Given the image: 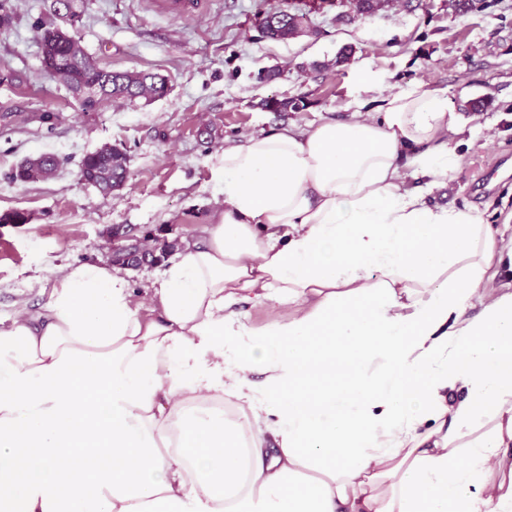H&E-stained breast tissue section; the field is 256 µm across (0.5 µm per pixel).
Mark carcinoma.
<instances>
[{
  "mask_svg": "<svg viewBox=\"0 0 512 512\" xmlns=\"http://www.w3.org/2000/svg\"><path fill=\"white\" fill-rule=\"evenodd\" d=\"M305 19L306 15L285 5L262 14L261 31L269 39L285 40L292 37L295 26L303 23ZM39 37L42 44V63L52 80L66 85L74 92L84 86L98 85L82 101L85 112L94 108L93 97L97 95L104 96L115 104H122L135 99L151 102L167 92L163 80L150 73L106 70L100 74L94 71L97 64L74 37L60 39L42 28L39 29ZM265 106L274 112L299 111L305 109L306 102L302 98L289 101L271 99L266 101ZM126 161L127 155L118 148H103L85 155L81 160V168L93 187L103 194H109L125 183ZM49 164L57 169L60 161L56 156L48 154L26 159L15 169L12 178L16 181L22 176L28 183L42 181L43 167Z\"/></svg>",
  "mask_w": 512,
  "mask_h": 512,
  "instance_id": "obj_1",
  "label": "carcinoma"
}]
</instances>
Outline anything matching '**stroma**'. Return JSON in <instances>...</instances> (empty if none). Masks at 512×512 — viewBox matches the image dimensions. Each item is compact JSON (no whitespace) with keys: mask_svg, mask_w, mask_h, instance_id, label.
I'll use <instances>...</instances> for the list:
<instances>
[{"mask_svg":"<svg viewBox=\"0 0 512 512\" xmlns=\"http://www.w3.org/2000/svg\"><path fill=\"white\" fill-rule=\"evenodd\" d=\"M153 0H75L74 29L85 50L110 71H146L167 81L163 98L110 102L83 111L81 98L42 67L35 23L54 17V0H0L10 14L0 28V328L23 310H39L67 267L111 263L106 233L160 226L168 239L204 233L224 197L217 168L224 148L258 132L377 111L383 92L366 91L362 64L387 78L385 92L415 86L447 90L464 124L460 169L427 201L484 211L504 244L512 243V0H483L478 11L448 0H384L367 18L345 0L321 10L295 0L305 33L263 37L259 12L283 0H209L187 21L157 13ZM302 97L298 112H272L268 98ZM126 152V185L104 195L79 177L82 158L104 145ZM52 154L54 176L13 181L26 158ZM490 184L475 188L482 170Z\"/></svg>","mask_w":512,"mask_h":512,"instance_id":"1","label":"stroma"}]
</instances>
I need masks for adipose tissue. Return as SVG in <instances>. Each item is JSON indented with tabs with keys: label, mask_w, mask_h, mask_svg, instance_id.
<instances>
[{
	"label": "adipose tissue",
	"mask_w": 512,
	"mask_h": 512,
	"mask_svg": "<svg viewBox=\"0 0 512 512\" xmlns=\"http://www.w3.org/2000/svg\"><path fill=\"white\" fill-rule=\"evenodd\" d=\"M462 132L416 86L252 136L149 302L69 266L0 329V512H512L502 250L484 211L406 182L453 180Z\"/></svg>",
	"instance_id": "obj_1"
}]
</instances>
